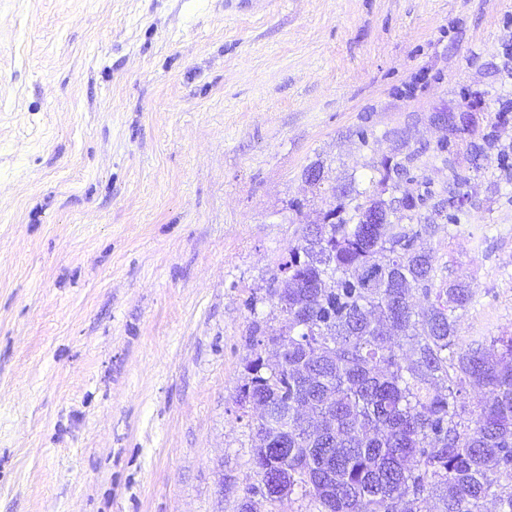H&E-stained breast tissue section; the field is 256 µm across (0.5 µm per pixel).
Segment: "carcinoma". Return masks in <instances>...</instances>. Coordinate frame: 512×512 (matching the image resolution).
I'll return each instance as SVG.
<instances>
[{"instance_id":"obj_1","label":"carcinoma","mask_w":512,"mask_h":512,"mask_svg":"<svg viewBox=\"0 0 512 512\" xmlns=\"http://www.w3.org/2000/svg\"><path fill=\"white\" fill-rule=\"evenodd\" d=\"M416 159L373 166L371 185L395 189L403 176L413 185L398 201L360 202L367 191L352 177L329 223L305 225L288 246V275L273 292L284 322L256 341L280 347L284 364L267 370L255 354L237 396L277 415L256 427V480L240 512H254L271 484L311 498L316 512H422L430 494L442 512H482L489 498L512 512V494H497L512 482V334L460 344L474 296L464 281H444L422 246L445 201L410 175ZM395 203L407 223L390 221ZM374 213L382 223H368ZM416 293L426 306L411 302ZM397 338L410 342L409 356ZM475 385L485 393L470 410Z\"/></svg>"}]
</instances>
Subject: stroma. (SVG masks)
Segmentation results:
<instances>
[{
    "label": "stroma",
    "instance_id": "stroma-1",
    "mask_svg": "<svg viewBox=\"0 0 512 512\" xmlns=\"http://www.w3.org/2000/svg\"><path fill=\"white\" fill-rule=\"evenodd\" d=\"M508 101L512 0H0V512H239L311 163L417 153L462 342L512 333Z\"/></svg>",
    "mask_w": 512,
    "mask_h": 512
}]
</instances>
